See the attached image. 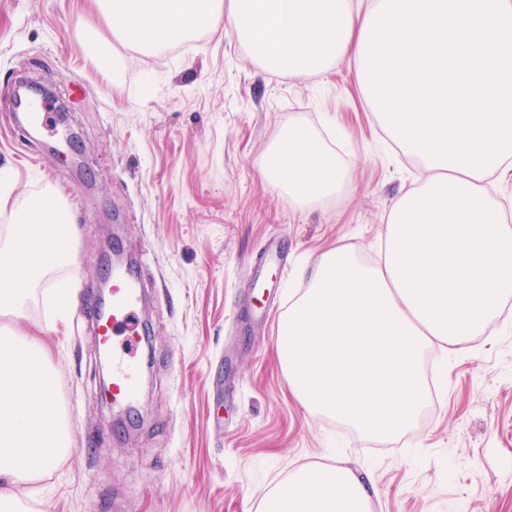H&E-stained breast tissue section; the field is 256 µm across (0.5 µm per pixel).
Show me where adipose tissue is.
<instances>
[{
    "instance_id": "obj_1",
    "label": "adipose tissue",
    "mask_w": 512,
    "mask_h": 512,
    "mask_svg": "<svg viewBox=\"0 0 512 512\" xmlns=\"http://www.w3.org/2000/svg\"><path fill=\"white\" fill-rule=\"evenodd\" d=\"M113 38L159 51L228 23L268 70L314 75L358 56L365 12L353 0H96ZM262 173L289 207L344 190L348 173L317 135L292 124ZM67 204L23 197L0 242V315L23 318L33 288L76 253ZM512 298V214L488 179L421 167L387 217L378 261L328 249L310 286L288 305L277 352L310 412L387 440L407 432L428 400L427 348L475 349ZM73 446L50 355L35 336L0 335V512H31L16 488L37 483ZM366 482L343 465L305 466L273 487L259 512H370Z\"/></svg>"
}]
</instances>
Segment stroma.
Masks as SVG:
<instances>
[{
	"mask_svg": "<svg viewBox=\"0 0 512 512\" xmlns=\"http://www.w3.org/2000/svg\"><path fill=\"white\" fill-rule=\"evenodd\" d=\"M92 0H0V101L20 79L50 85L82 147L86 175L0 110V229L14 201L55 189L71 206L77 263L56 269L76 290L63 315L34 288L24 320L43 332L74 440L45 476L40 512H257L295 470L342 463L375 485L372 512H512V299L479 349L442 353L426 416L385 440L307 412L276 352L265 311L307 287L342 243L377 253L387 215L419 164L395 150L348 58L317 75L265 70L231 29L203 30L159 53L112 44ZM291 123L337 135L350 179L341 195L288 207L261 175ZM120 235L147 279L153 327L142 417L112 423L85 308L104 248ZM278 243L254 287L248 258Z\"/></svg>",
	"mask_w": 512,
	"mask_h": 512,
	"instance_id": "35a3bbf8",
	"label": "stroma"
}]
</instances>
